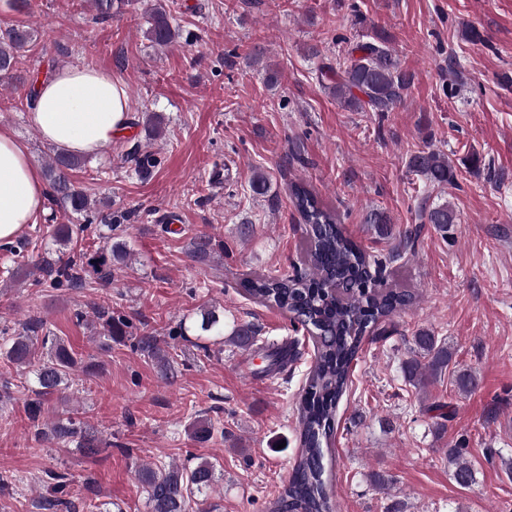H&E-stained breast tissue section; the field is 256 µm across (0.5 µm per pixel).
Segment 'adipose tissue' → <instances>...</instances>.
I'll return each instance as SVG.
<instances>
[{"label":"adipose tissue","mask_w":512,"mask_h":512,"mask_svg":"<svg viewBox=\"0 0 512 512\" xmlns=\"http://www.w3.org/2000/svg\"><path fill=\"white\" fill-rule=\"evenodd\" d=\"M124 84L90 66L57 70L38 87L28 120L41 138L60 150L95 156L130 121ZM47 189L24 145L0 127V244L17 239L46 210Z\"/></svg>","instance_id":"ef3b65f1"}]
</instances>
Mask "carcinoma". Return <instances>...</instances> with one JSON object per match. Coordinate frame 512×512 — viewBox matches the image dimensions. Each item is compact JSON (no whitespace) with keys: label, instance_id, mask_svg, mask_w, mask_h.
Here are the masks:
<instances>
[{"label":"carcinoma","instance_id":"obj_1","mask_svg":"<svg viewBox=\"0 0 512 512\" xmlns=\"http://www.w3.org/2000/svg\"><path fill=\"white\" fill-rule=\"evenodd\" d=\"M135 0H92L100 19L106 20L124 12ZM147 38L166 49L180 38V30L161 4L148 14ZM37 45L36 30L24 24L0 25V80L16 79L28 89L26 102L34 100L36 85L49 79L53 70L29 75L19 71L25 54ZM316 80L331 91L341 106L354 112L394 110L404 102L413 75L404 70L388 37L377 34L357 43L347 55L334 63H321L316 68ZM138 175L146 174L158 163L155 155L134 146L127 154ZM85 156L57 151L46 162L49 197L64 204L71 214L90 222L99 216L94 201L71 178V172L83 169ZM408 167L423 176L433 186L456 184L448 156L432 148L413 154ZM291 201L306 228V262L303 271L278 276L247 278L243 287L250 299L273 306L286 314L294 328H302L314 347V360L306 374L305 384L297 402L300 427L299 450L288 483L278 496L268 503L267 512H334L335 505L327 489L324 445L336 429L337 409L350 385L352 365L368 338L384 336V326L397 312L410 306L415 296L408 290L381 288L382 273L387 263L373 259L343 231L336 210L324 204L317 193L302 183L289 187ZM428 223L442 232L454 223L455 214L448 203L430 208ZM122 245L109 241L95 250L76 251L46 258L36 266L42 276L56 288H79L87 268L102 277L112 276V259L120 257ZM92 325L100 328L107 340L127 335L126 321L112 314V308L93 309ZM199 337L221 344L224 342V320L214 308L199 313ZM257 335L251 324L237 325L232 340L249 346ZM417 350L403 365L408 382L423 388L448 373L452 353L448 343L422 331L414 338ZM137 347L149 352L162 369L168 367L167 352L149 339L138 341ZM288 346L272 348L268 370L284 367ZM0 356L19 367L35 365L33 369L34 399L27 403V414L37 423L44 401L54 396L76 372L79 361L64 339L50 335L44 322L31 317L21 328L0 330ZM458 390L468 392L476 385L475 375L460 369L452 372ZM35 435L47 437L56 444H76L92 454L98 448V437L70 413L57 416L45 428H35ZM465 441L448 449V464L455 482L469 487L475 482L471 464L464 459ZM146 487L150 512H191L193 505L203 503L217 481L216 464L200 458L192 464L145 467L139 471ZM53 498L42 504L46 512H72L75 503L69 499V479L62 472L48 471Z\"/></svg>","mask_w":512,"mask_h":512}]
</instances>
